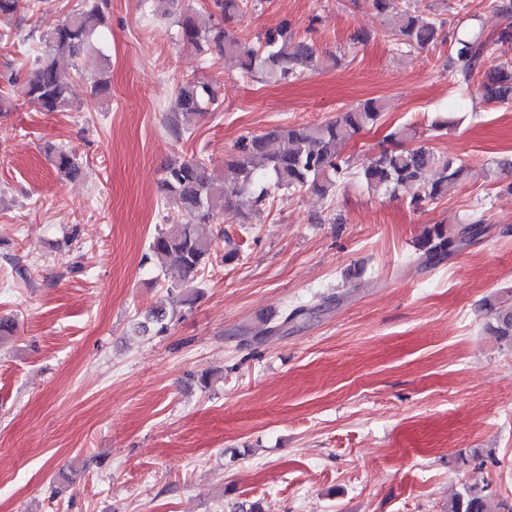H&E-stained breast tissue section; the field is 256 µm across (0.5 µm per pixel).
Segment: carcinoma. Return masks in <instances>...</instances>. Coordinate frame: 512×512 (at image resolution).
Segmentation results:
<instances>
[{"mask_svg":"<svg viewBox=\"0 0 512 512\" xmlns=\"http://www.w3.org/2000/svg\"><path fill=\"white\" fill-rule=\"evenodd\" d=\"M222 21L202 31L191 15L181 20L184 43L196 48L206 46L220 54L237 57L248 73L268 71L281 80L297 77L302 69L317 65L316 52L305 39L296 38L288 23L266 33L264 41L254 46L227 35L224 24L243 16L250 0H216ZM104 23L98 2L87 3L54 29L42 35L44 54L37 59L21 94L46 112H63L70 107V75L60 65L65 56L80 54ZM444 22L424 20L416 7L407 5L397 13L390 33L398 45L412 51L438 40ZM454 52L448 66L468 80L475 69L489 59H498L512 47V25L500 31L492 42L472 39L464 34L451 37ZM479 92L488 102L512 103V61H502L485 72ZM217 99L216 88L207 82L189 80L176 95L169 129L180 136L202 114L203 107ZM382 105L377 99L366 100L342 113L334 121L312 125H277L261 135L245 137L237 143L236 153L225 162L231 173L228 185L217 195L206 163L193 159L169 164L164 170L161 189L176 211L169 217V228L157 233L149 245L153 256L164 266L177 269L181 283L189 282L206 267L211 248L210 227L224 207L237 203L250 212L277 190L313 189L330 196L346 174L345 160L339 150L343 142L374 125ZM54 166L62 178L70 177L77 166L66 151H59ZM464 166L436 156L423 146L383 150L371 157L363 169L367 189L375 194L404 197L415 210L422 209L446 192L448 185L463 179ZM477 224H466L450 236L441 224L427 227L420 247L429 260L442 259L477 236ZM487 329L512 348V306L489 305ZM157 332L168 330V314L159 303L146 315ZM448 512H512V502L492 504L485 489L466 487L448 504Z\"/></svg>","mask_w":512,"mask_h":512,"instance_id":"obj_1","label":"carcinoma"}]
</instances>
